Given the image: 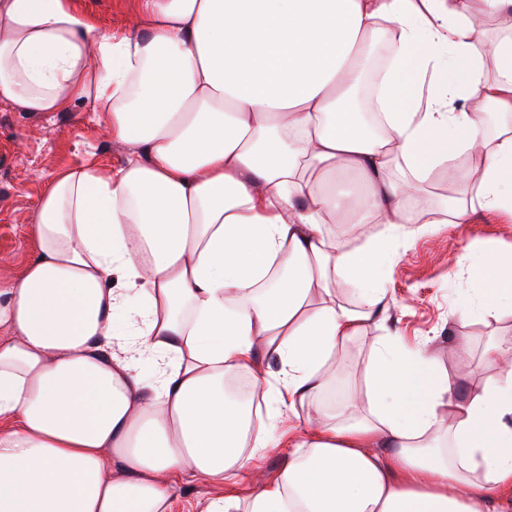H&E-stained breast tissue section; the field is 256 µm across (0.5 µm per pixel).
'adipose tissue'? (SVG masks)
<instances>
[{
	"instance_id": "1",
	"label": "adipose tissue",
	"mask_w": 512,
	"mask_h": 512,
	"mask_svg": "<svg viewBox=\"0 0 512 512\" xmlns=\"http://www.w3.org/2000/svg\"><path fill=\"white\" fill-rule=\"evenodd\" d=\"M138 3L128 34L75 0H0V103H92L128 148L120 167L59 171L35 258L0 276V512H166L188 477L223 485L206 512H503L512 340L459 394L430 342L390 329L377 275L406 225L512 212V33L489 43L475 21L512 17V0ZM380 42L371 133L349 100ZM442 167L468 204L410 206ZM333 224L381 230L343 251ZM474 281L477 311L512 307L511 258ZM371 321L362 398L327 413ZM241 374L245 404L228 390ZM282 444L278 476L240 499Z\"/></svg>"
}]
</instances>
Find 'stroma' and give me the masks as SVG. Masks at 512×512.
I'll list each match as a JSON object with an SVG mask.
<instances>
[{
  "label": "stroma",
  "instance_id": "35a3bbf8",
  "mask_svg": "<svg viewBox=\"0 0 512 512\" xmlns=\"http://www.w3.org/2000/svg\"><path fill=\"white\" fill-rule=\"evenodd\" d=\"M102 28H129L133 0H79ZM116 166L127 153L94 119L90 105L68 112H20L0 105V273L20 275L35 255L28 224L51 178L79 165L88 154ZM395 255L382 270L387 290L389 325L411 340L431 339L441 364L469 387L481 385L491 370L482 355L491 342L512 336V314L483 318L472 309L469 265L483 264L488 255H512V219L471 214L465 224H418L413 236L394 247ZM375 326L344 348L351 361L325 402L336 403L348 392H362L370 342ZM466 338L469 351L458 355L457 338ZM224 488L203 480L184 483L174 491L168 512H205L223 496Z\"/></svg>",
  "mask_w": 512,
  "mask_h": 512
}]
</instances>
